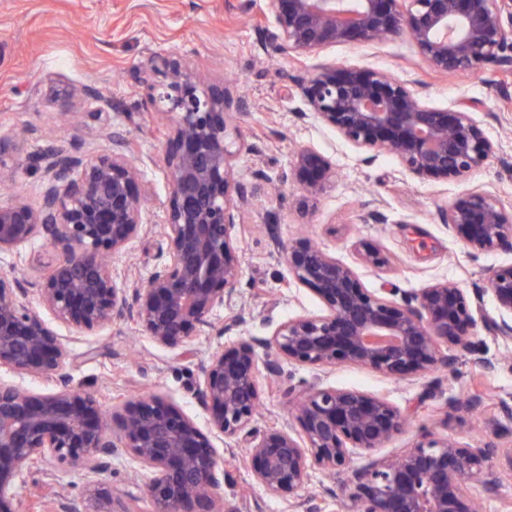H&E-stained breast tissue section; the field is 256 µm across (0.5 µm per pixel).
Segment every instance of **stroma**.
Here are the masks:
<instances>
[{
	"mask_svg": "<svg viewBox=\"0 0 512 512\" xmlns=\"http://www.w3.org/2000/svg\"><path fill=\"white\" fill-rule=\"evenodd\" d=\"M273 26L265 0H0V153L12 160L40 151L50 140L95 153L111 149L117 139L142 172L146 230L128 252L113 257L117 287H132L152 272L171 194L163 161L171 119L160 115L150 90L136 80L138 65L153 56H175L202 82L226 85L243 102L233 121L248 149L235 162V178L250 204L241 216L240 274L231 304L215 311L212 327L193 332L176 349L153 343L130 322L83 336L59 331L71 353L74 384L96 394L109 411L121 410L147 389L207 427L198 389L209 356L242 338H269L283 321L321 310L282 257L283 247L299 238H311L350 265L365 287L391 288L400 298L446 280L468 293L484 288L490 269L512 265V252L472 251L445 217L454 197L469 189L490 191L512 206V100L495 93L496 84H510L512 76L496 70L463 79L439 75L404 38L337 45L311 59L281 56L260 44L263 31ZM312 61L387 71L413 83L436 108L476 102L472 117L497 151L462 181L415 175L389 154L367 158L307 113L296 82ZM87 85L111 100L110 128L93 119L97 104L80 93ZM64 91L72 94L74 113L67 124L58 116L57 98ZM303 148L314 149L336 169L306 210L296 204L300 187L279 181ZM373 210L382 221L363 223L362 215ZM364 243L379 248L387 265L362 262ZM236 312L243 314V324L219 334L224 319ZM473 341V356L442 345V354L454 364L427 375L392 378L348 363L323 368L283 363L279 376L259 375L261 407L254 427L299 433L293 410L301 393L350 389L385 397L407 418L405 428L383 447L357 452L354 465L407 452L425 434L473 447L487 442L510 447L512 342L481 325ZM212 441L224 461L221 497L231 512H306L322 501L333 512H347L354 487L346 474L314 469L304 489L272 494L255 483L252 461L235 440L216 434ZM149 478L123 456L113 459L102 481L131 512H154ZM92 489L81 473L47 461L16 488L11 507L53 512L60 501L87 500Z\"/></svg>",
	"mask_w": 512,
	"mask_h": 512,
	"instance_id": "35a3bbf8",
	"label": "stroma"
}]
</instances>
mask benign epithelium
I'll return each mask as SVG.
<instances>
[{
	"instance_id": "1",
	"label": "benign epithelium",
	"mask_w": 512,
	"mask_h": 512,
	"mask_svg": "<svg viewBox=\"0 0 512 512\" xmlns=\"http://www.w3.org/2000/svg\"><path fill=\"white\" fill-rule=\"evenodd\" d=\"M266 6L275 27L264 31V44L285 56L405 38L442 75L466 76L487 65L512 71V27L504 25L512 0H266ZM138 73L172 116L164 154L171 186L161 228L166 250L146 280L129 291L115 286L112 256L145 229L142 173L120 143L83 154L51 142L26 157V166L43 172L38 202L16 194L0 203V255L12 257L10 270L0 273V370L52 383L36 393L0 379V512H9L5 506L25 474L47 460L94 484L89 501L62 502L59 512H130L97 481L119 456L151 474L147 492L155 512H220L224 462L210 435L158 394L107 411L94 393L72 383L57 330L83 335L130 321L155 344L181 347L192 331L212 326L214 311L235 290L237 226L249 205L234 178L245 143L229 115L240 102L224 88H202L172 57L153 59ZM297 91L347 142L391 154L413 174L462 180L495 152L467 108L432 107L383 70L317 64ZM83 94L99 103L95 116L108 125L110 101L93 87ZM334 177L324 156L302 149L280 181L301 187L298 205L306 209ZM446 219L474 251L512 250V211L488 192L459 194ZM36 240L51 244L56 255L34 281L16 269L32 263L22 250ZM284 260L322 310L282 322L267 339L241 340L211 354L198 397L212 428L247 449L256 483L272 494L294 493L317 467L349 472L355 486L349 512H480L477 487L497 483L493 448L425 434L401 455L350 466L355 451L383 447L404 426L405 416L384 397L314 389L296 402L300 435L257 431V347L268 351L271 376L283 361L314 368L351 363L394 378L449 368L454 359L441 355L440 344L472 352L479 322L512 340V265L492 270L488 279L495 320L448 281L398 303L393 289L364 287L353 268L307 240L285 248Z\"/></svg>"
}]
</instances>
